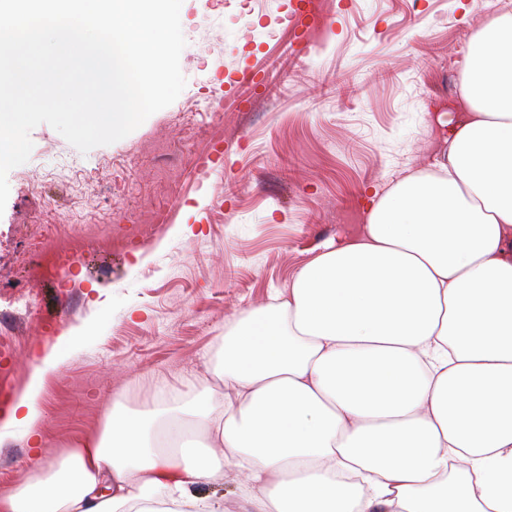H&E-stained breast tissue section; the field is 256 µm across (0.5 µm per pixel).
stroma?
<instances>
[{"instance_id":"stroma-1","label":"stroma","mask_w":512,"mask_h":512,"mask_svg":"<svg viewBox=\"0 0 512 512\" xmlns=\"http://www.w3.org/2000/svg\"><path fill=\"white\" fill-rule=\"evenodd\" d=\"M183 0L186 86L125 138L80 152L51 126L8 173L0 214V325L13 331L0 369L27 385L37 357L59 351L39 399L45 443L0 447V495L71 444L100 432L113 397L134 412L160 392L195 397L222 356L219 338L263 305L324 245L358 235L371 188L426 169L441 113L462 105L473 39L512 6L485 0ZM220 96L222 115L195 111ZM223 166L201 175L208 136ZM171 210L163 234L68 273V292H34L38 317L12 305L35 224L135 231ZM61 316L58 335L42 321Z\"/></svg>"}]
</instances>
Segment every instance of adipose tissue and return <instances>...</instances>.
<instances>
[{
  "mask_svg": "<svg viewBox=\"0 0 512 512\" xmlns=\"http://www.w3.org/2000/svg\"><path fill=\"white\" fill-rule=\"evenodd\" d=\"M467 112L422 172L226 329L218 388L113 399L97 436L0 512H512V16L463 67ZM36 365L0 445L43 446Z\"/></svg>",
  "mask_w": 512,
  "mask_h": 512,
  "instance_id": "obj_1",
  "label": "adipose tissue"
}]
</instances>
